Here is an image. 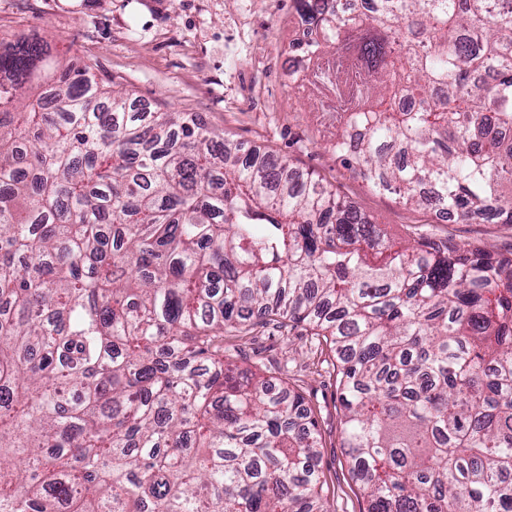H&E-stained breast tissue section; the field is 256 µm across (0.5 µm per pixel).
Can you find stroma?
Wrapping results in <instances>:
<instances>
[{
    "label": "stroma",
    "instance_id": "obj_1",
    "mask_svg": "<svg viewBox=\"0 0 512 512\" xmlns=\"http://www.w3.org/2000/svg\"><path fill=\"white\" fill-rule=\"evenodd\" d=\"M301 19L293 0H0V39L46 40L59 67H91L111 89L157 112H196L226 137L286 157L322 178L393 238L421 234L512 254V224L439 223L433 212L374 192L343 167L329 143L332 114L303 78L289 45ZM241 370L289 363L287 382L313 408L323 438L320 468L333 512H365L348 472L342 412L329 350L301 328L256 327L235 339Z\"/></svg>",
    "mask_w": 512,
    "mask_h": 512
}]
</instances>
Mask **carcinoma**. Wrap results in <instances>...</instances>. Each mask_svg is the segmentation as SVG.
I'll use <instances>...</instances> for the list:
<instances>
[{
	"mask_svg": "<svg viewBox=\"0 0 512 512\" xmlns=\"http://www.w3.org/2000/svg\"><path fill=\"white\" fill-rule=\"evenodd\" d=\"M295 2L336 159L512 224V0ZM49 56L0 39V512H331L306 398L230 368L269 324L333 352L366 512H512V257L393 241L198 113L138 112Z\"/></svg>",
	"mask_w": 512,
	"mask_h": 512,
	"instance_id": "obj_1",
	"label": "carcinoma"
}]
</instances>
